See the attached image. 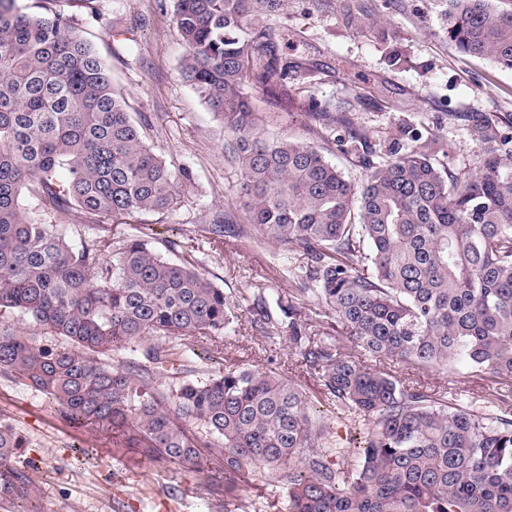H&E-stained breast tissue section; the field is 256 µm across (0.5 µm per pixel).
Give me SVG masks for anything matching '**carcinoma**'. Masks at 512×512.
<instances>
[{
  "mask_svg": "<svg viewBox=\"0 0 512 512\" xmlns=\"http://www.w3.org/2000/svg\"><path fill=\"white\" fill-rule=\"evenodd\" d=\"M56 2L38 0L46 14L29 16L0 0V313H23L59 338L41 344L1 324L0 374L79 427L128 429L156 463L222 457L206 475L219 503L260 475L283 482L288 512H512V402L474 409L382 367L460 364L512 388V166L494 148L508 143L497 127L470 120L471 139L486 147L475 171L449 172L414 129V146L374 161L367 135L311 96V119L343 128L337 142L364 164L353 184L316 148L267 136L252 106V89L286 104L315 75L288 59V32L257 22L284 0H173L182 72L224 121V155L244 198L245 222L226 213L205 231L255 242L256 231L270 232L307 259L288 299L260 290L246 312L252 329L288 342L325 398L369 422L351 463L331 456L330 423L308 396L272 372L220 362L201 383L154 381L153 370L192 362L198 342L223 335L240 308L193 263L164 255L179 242L161 252L127 234L108 261L100 241L75 247L22 211L25 188L47 211L122 224L174 211L191 180L150 147L148 128ZM447 3L456 49L512 68V12L492 0ZM341 8L352 22L376 23L362 0ZM306 299L376 364L314 334L299 309ZM121 349L133 356L116 364ZM24 448L0 421V512H43Z\"/></svg>",
  "mask_w": 512,
  "mask_h": 512,
  "instance_id": "1",
  "label": "carcinoma"
}]
</instances>
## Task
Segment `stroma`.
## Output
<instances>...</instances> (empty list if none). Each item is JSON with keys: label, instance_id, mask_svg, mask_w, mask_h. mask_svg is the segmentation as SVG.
Returning <instances> with one entry per match:
<instances>
[{"label": "stroma", "instance_id": "1", "mask_svg": "<svg viewBox=\"0 0 512 512\" xmlns=\"http://www.w3.org/2000/svg\"><path fill=\"white\" fill-rule=\"evenodd\" d=\"M365 5L378 21L371 29L348 22L340 0H288L259 21L287 29L289 55L317 66L315 84L300 89V97L335 99L378 152L407 149L411 140L402 129L411 124L424 139H435L436 158L449 171L474 170L484 149L470 139L467 119L487 118L503 133L512 132V70L455 49L441 23L443 0H365ZM59 6L77 16L81 35L109 68L112 87L130 112L150 124V145L171 168L192 173L176 211L137 214L130 224L155 242H181V257L228 293L246 298L263 289L289 296L295 287L291 271L303 257L284 250L269 233L254 244L214 240L204 231L215 215H243V198L240 178L224 160V124L182 73L186 47L173 21L172 0H95L89 9L79 0H60ZM252 101L270 136L317 147L348 180L361 182L365 170L357 158L340 150L333 133H322L296 103L277 109L257 95ZM21 204L31 219L58 225L72 244L97 238L104 252H111V220L43 212L26 191ZM200 347L210 357L195 361V380H207L214 356L228 365L274 372L300 386L312 407L328 418L332 450L362 447L364 421L324 398L287 344L253 331L245 312H238L230 333L204 339ZM399 374L428 392H449L476 407L500 391L488 376L463 368H403ZM0 420L26 440L25 453L35 461L33 477L43 487L44 512L216 510L203 490V473L152 462L121 432L71 425L44 395L12 376L0 375ZM285 506L282 484L259 479L227 510L285 512Z\"/></svg>", "mask_w": 512, "mask_h": 512}]
</instances>
